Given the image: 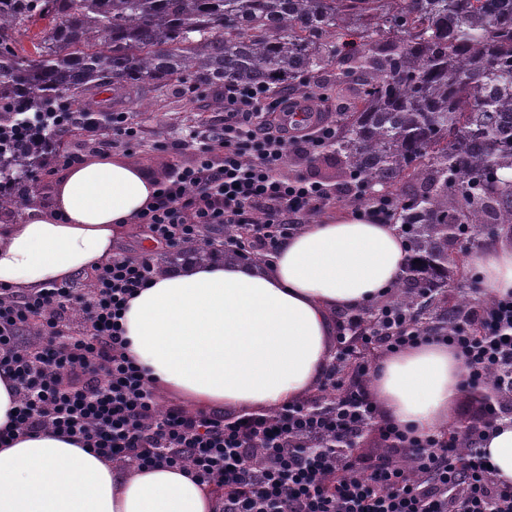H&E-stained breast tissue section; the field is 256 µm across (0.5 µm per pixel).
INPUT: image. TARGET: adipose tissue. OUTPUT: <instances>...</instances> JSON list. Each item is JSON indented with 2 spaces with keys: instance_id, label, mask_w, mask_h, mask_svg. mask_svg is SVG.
Listing matches in <instances>:
<instances>
[{
  "instance_id": "1",
  "label": "adipose tissue",
  "mask_w": 512,
  "mask_h": 512,
  "mask_svg": "<svg viewBox=\"0 0 512 512\" xmlns=\"http://www.w3.org/2000/svg\"><path fill=\"white\" fill-rule=\"evenodd\" d=\"M157 183L131 162L92 156L71 166L49 207L0 225V288L37 294L107 265L116 233ZM407 248L396 227L358 212L306 225L267 262L221 253L157 275L129 299L127 354L149 384L192 409L278 410L304 400L333 357L338 312L386 296ZM484 288L512 294V237L468 257ZM467 375L447 345L386 355L372 394L384 417L417 434L446 424ZM497 480L512 485V421L483 441ZM216 497L183 469L114 467L45 430L0 447V512H215Z\"/></svg>"
}]
</instances>
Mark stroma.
Masks as SVG:
<instances>
[{
    "label": "stroma",
    "instance_id": "35a3bbf8",
    "mask_svg": "<svg viewBox=\"0 0 512 512\" xmlns=\"http://www.w3.org/2000/svg\"><path fill=\"white\" fill-rule=\"evenodd\" d=\"M90 110L94 113H128L138 125L141 137L129 145H113L108 153L135 163L157 181L194 164L203 135L216 125L218 119L217 113L204 108L202 101L189 92L185 84L177 82L159 92H144L142 103L132 105L115 102L111 91L102 90L91 98ZM110 133L109 126L101 125L83 132L80 138L62 142L51 164L39 171L37 186L30 191L31 202L47 205L55 184L67 169L66 155L77 153L86 158L96 154L101 141ZM162 141L174 143V150L160 151L158 144Z\"/></svg>",
    "mask_w": 512,
    "mask_h": 512
}]
</instances>
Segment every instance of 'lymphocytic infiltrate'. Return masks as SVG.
<instances>
[{"label": "lymphocytic infiltrate", "mask_w": 512, "mask_h": 512, "mask_svg": "<svg viewBox=\"0 0 512 512\" xmlns=\"http://www.w3.org/2000/svg\"><path fill=\"white\" fill-rule=\"evenodd\" d=\"M268 93L243 84L224 94L221 128L203 142L193 166L160 182L142 212L154 240L170 248L203 228L242 225L258 250L272 254L281 239L332 194L312 178L283 174L288 154L319 156L336 126L321 122L289 133L264 122ZM145 256H114L89 292L60 285L13 296L0 289V372L19 396L14 417L20 433L51 429L77 439L121 467L171 465L190 470L201 485H221L217 512H512V485L500 484L482 441L512 419V294L493 304L472 303L463 327L447 343L462 358L468 385L490 386L472 403L468 448L436 432L415 438L380 416L364 379L332 405L295 403L274 415L230 417L158 406L142 369L125 355L121 325L129 298L155 276ZM82 312L80 335L63 337L73 312ZM38 340L20 336L32 320ZM365 334L385 353L431 342L408 326L405 315L384 309L364 330L353 312L338 314L336 343L350 358L348 337ZM376 428L381 453L352 456L350 446Z\"/></svg>", "instance_id": "obj_1"}]
</instances>
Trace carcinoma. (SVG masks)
Listing matches in <instances>:
<instances>
[{"label": "carcinoma", "mask_w": 512, "mask_h": 512, "mask_svg": "<svg viewBox=\"0 0 512 512\" xmlns=\"http://www.w3.org/2000/svg\"><path fill=\"white\" fill-rule=\"evenodd\" d=\"M177 81L344 103L336 179L392 198L408 253L364 327L391 306L453 333L473 302L467 245L512 229V0H0V223L25 205L28 174L77 136L91 95ZM231 235L230 255L246 257L248 236ZM212 248L200 238L184 253ZM354 379L352 363L336 366V390Z\"/></svg>", "instance_id": "cac0c4a2"}]
</instances>
